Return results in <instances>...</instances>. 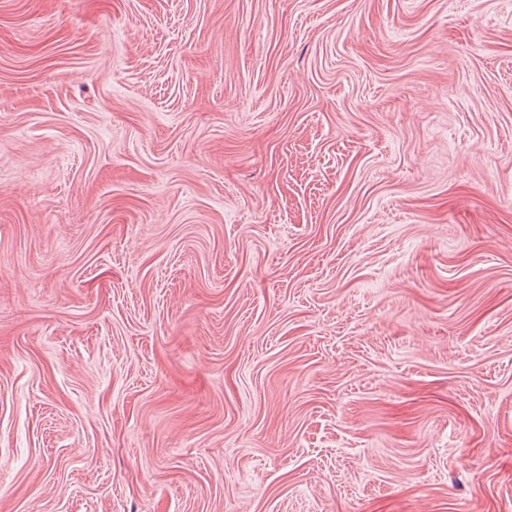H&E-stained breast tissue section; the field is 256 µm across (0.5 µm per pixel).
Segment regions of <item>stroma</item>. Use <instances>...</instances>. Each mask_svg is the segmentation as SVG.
I'll use <instances>...</instances> for the list:
<instances>
[{"instance_id": "stroma-1", "label": "stroma", "mask_w": 512, "mask_h": 512, "mask_svg": "<svg viewBox=\"0 0 512 512\" xmlns=\"http://www.w3.org/2000/svg\"><path fill=\"white\" fill-rule=\"evenodd\" d=\"M0 512H512V0H0Z\"/></svg>"}]
</instances>
